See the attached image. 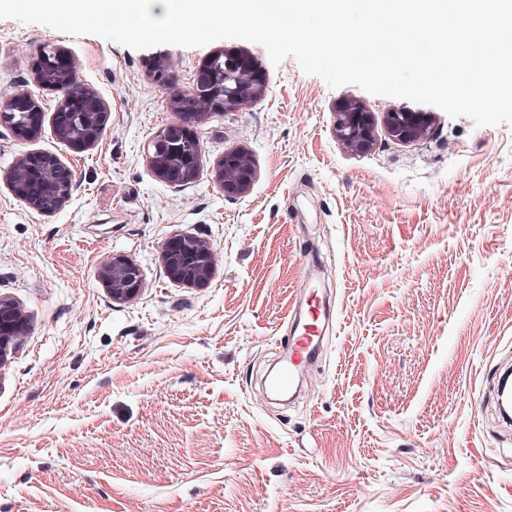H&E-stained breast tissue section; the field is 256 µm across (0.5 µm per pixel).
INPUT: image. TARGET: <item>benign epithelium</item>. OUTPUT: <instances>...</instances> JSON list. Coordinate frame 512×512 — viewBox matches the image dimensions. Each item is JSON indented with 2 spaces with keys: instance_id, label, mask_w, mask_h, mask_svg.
Wrapping results in <instances>:
<instances>
[{
  "instance_id": "1",
  "label": "benign epithelium",
  "mask_w": 512,
  "mask_h": 512,
  "mask_svg": "<svg viewBox=\"0 0 512 512\" xmlns=\"http://www.w3.org/2000/svg\"><path fill=\"white\" fill-rule=\"evenodd\" d=\"M63 53L56 47L43 49L42 65L35 68L38 83L64 91L54 113L56 136L78 148L96 144L105 129L107 106L87 89L73 87V71L59 62ZM265 84L254 76L227 68L211 69L205 80L196 83L190 96H173L171 108L183 116L184 123L171 124L160 131L154 147L147 148V162L159 179L178 187L195 182L200 170L201 146L194 134L180 132L184 125L210 112L235 111L264 96ZM16 111L28 113V121L13 124ZM88 120L76 126V117ZM42 111L30 99L13 98L0 103V126L10 128L22 139L35 137L41 127ZM385 124L389 136L402 142L421 139L429 127L428 116L405 110L388 112ZM335 133L349 149L364 152L372 144L370 112L356 101H345L335 111ZM258 175L255 161L243 149H230L218 163L217 182L226 195L247 193ZM13 194L42 212L61 208L71 197L73 173L52 154L23 155L9 177ZM163 263L169 279L194 287H205L214 274V252L210 244L190 235L175 236L163 249ZM112 300L126 302L140 291L142 279L139 267L125 256H114L101 271ZM26 318L20 306L0 297V362L15 349Z\"/></svg>"
}]
</instances>
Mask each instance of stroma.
I'll list each match as a JSON object with an SVG mask.
<instances>
[{"instance_id": "obj_1", "label": "stroma", "mask_w": 512, "mask_h": 512, "mask_svg": "<svg viewBox=\"0 0 512 512\" xmlns=\"http://www.w3.org/2000/svg\"><path fill=\"white\" fill-rule=\"evenodd\" d=\"M48 44L108 106L94 146L54 134L61 94L34 76ZM220 51L253 57L266 92L197 122L199 175L171 185L147 145ZM16 95L43 120L28 141L0 127V296L27 319L0 364V512H512L497 405L512 371V126L332 88L244 40L133 50L5 18L0 100ZM346 100L373 116L368 152L335 136ZM400 109L431 115L424 137L388 135ZM235 147L258 177L227 196L215 171ZM43 152L74 173L50 213L8 185ZM178 234L211 244L208 286L166 276ZM115 255L142 274L124 303L100 278ZM306 272L330 316L302 387L277 401L266 379Z\"/></svg>"}]
</instances>
